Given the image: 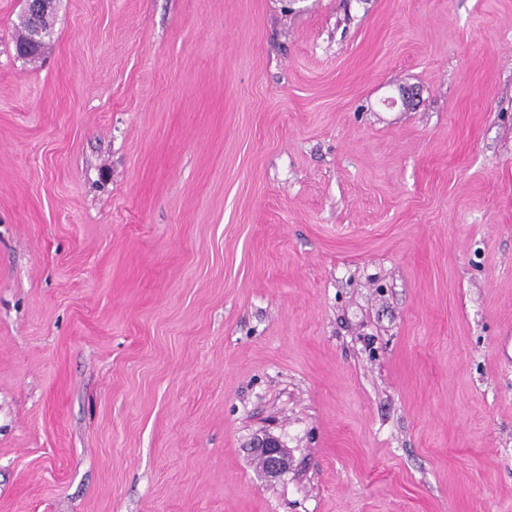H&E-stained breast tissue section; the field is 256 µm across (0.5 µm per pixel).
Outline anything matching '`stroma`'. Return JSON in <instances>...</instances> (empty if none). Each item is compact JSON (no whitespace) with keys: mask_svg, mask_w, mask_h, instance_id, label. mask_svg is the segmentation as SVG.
Returning <instances> with one entry per match:
<instances>
[{"mask_svg":"<svg viewBox=\"0 0 512 512\" xmlns=\"http://www.w3.org/2000/svg\"><path fill=\"white\" fill-rule=\"evenodd\" d=\"M20 9L0 512H512V0ZM56 0H23L22 1V18L31 20L30 22V34L29 40L32 46L42 51L49 40L48 34L38 24H36V18L43 13H49L54 11ZM54 12L46 14L40 18V24L45 29L49 30L53 34L51 18ZM255 447L257 453L267 459L268 464L263 472L266 477L276 478L288 469V456L276 439L261 438Z\"/></svg>","mask_w":512,"mask_h":512,"instance_id":"obj_1","label":"stroma"}]
</instances>
